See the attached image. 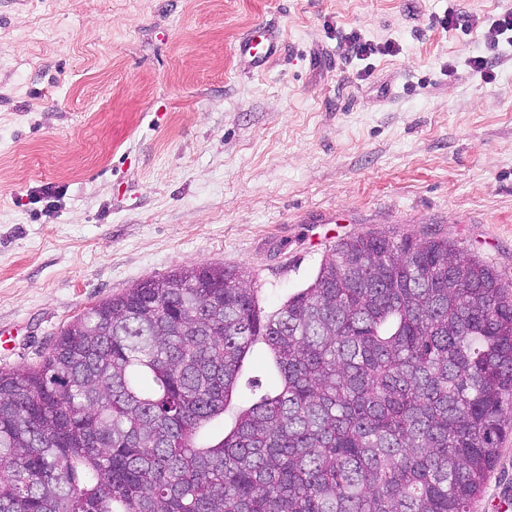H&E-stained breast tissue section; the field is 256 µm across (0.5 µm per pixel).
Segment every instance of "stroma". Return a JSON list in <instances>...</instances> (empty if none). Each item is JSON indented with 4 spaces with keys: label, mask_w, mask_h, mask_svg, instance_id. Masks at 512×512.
I'll return each instance as SVG.
<instances>
[{
    "label": "stroma",
    "mask_w": 512,
    "mask_h": 512,
    "mask_svg": "<svg viewBox=\"0 0 512 512\" xmlns=\"http://www.w3.org/2000/svg\"><path fill=\"white\" fill-rule=\"evenodd\" d=\"M512 0H0V369L92 305L190 265L245 270L266 309L344 238H448L512 287ZM284 47L264 71L237 44ZM399 52L344 60L338 34ZM484 56L496 78L466 66ZM59 187L55 209L38 201ZM273 384L247 355L232 404ZM470 512H512V409ZM483 36L493 47H499L502 36L506 35V42L512 46V8L501 14L486 27ZM258 35H251L240 40L238 51L251 58L255 68H261L276 54L280 37L277 33L269 30L256 32Z\"/></svg>",
    "instance_id": "35a3bbf8"
}]
</instances>
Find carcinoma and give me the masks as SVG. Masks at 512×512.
Returning <instances> with one entry per match:
<instances>
[{
  "label": "carcinoma",
  "mask_w": 512,
  "mask_h": 512,
  "mask_svg": "<svg viewBox=\"0 0 512 512\" xmlns=\"http://www.w3.org/2000/svg\"><path fill=\"white\" fill-rule=\"evenodd\" d=\"M279 383L217 443L241 363ZM512 397V292L441 237L340 240L274 311L183 266L0 371V512H469Z\"/></svg>",
  "instance_id": "cac0c4a2"
}]
</instances>
